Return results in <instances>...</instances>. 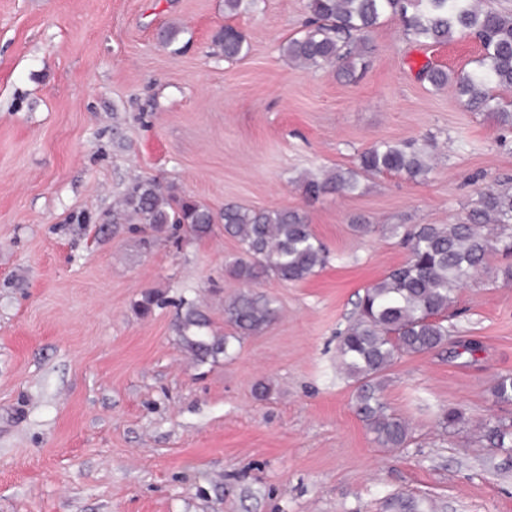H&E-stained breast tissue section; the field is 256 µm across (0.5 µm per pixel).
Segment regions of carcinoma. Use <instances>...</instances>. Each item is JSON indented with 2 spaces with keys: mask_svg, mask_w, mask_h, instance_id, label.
I'll use <instances>...</instances> for the list:
<instances>
[{
  "mask_svg": "<svg viewBox=\"0 0 512 512\" xmlns=\"http://www.w3.org/2000/svg\"><path fill=\"white\" fill-rule=\"evenodd\" d=\"M258 0H224L228 18L250 13ZM308 20L301 36L282 45L293 64L306 69H331L352 80L367 66L369 33L396 20L406 40L424 46L444 45L469 35L481 47L475 68L448 71L426 65L420 75L433 88L450 87L473 112H488L503 128H512V109L501 92L512 90V12L486 8L482 0H306ZM217 54L228 62L248 56L250 45L231 26L213 37ZM433 145L417 140L375 141L361 151L352 168L306 173L297 180L309 200L328 194L350 195L360 178L397 174L422 184L432 170ZM111 224H145L156 234L183 229L195 238L208 237L216 225L241 245V255L229 274L246 289L224 304L225 321L241 339L260 333L276 317L275 300L252 290L266 279L298 283L322 270L328 262L325 245L314 234L301 209L249 208L224 205L215 211L169 185L135 180L108 213ZM409 259L362 289L352 320L340 333V368L354 383V410L373 440L382 448H404L411 438L409 423L389 409L383 390L385 375L404 356L431 353L449 345L475 354L480 344L452 339L448 312L457 291L487 270L494 257L508 260L496 268L503 281H512V188L489 186L479 192L474 207L451 224H394ZM160 295L146 291L136 308L148 315ZM175 329L181 347L195 360L227 355L230 341L213 329L208 315L195 303L180 300ZM498 404L512 403V375L501 374L491 387ZM444 428L470 426L486 448L512 449V423L500 419L473 420L463 408L443 411ZM390 512H425L421 502L401 495L390 498Z\"/></svg>",
  "mask_w": 512,
  "mask_h": 512,
  "instance_id": "obj_1",
  "label": "carcinoma"
}]
</instances>
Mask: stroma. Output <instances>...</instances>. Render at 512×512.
<instances>
[{"label":"stroma","mask_w":512,"mask_h":512,"mask_svg":"<svg viewBox=\"0 0 512 512\" xmlns=\"http://www.w3.org/2000/svg\"><path fill=\"white\" fill-rule=\"evenodd\" d=\"M305 3L228 18L224 0H0V512H386L397 492L435 512H512V453L439 424L455 405L512 420L491 396L512 374V282L481 274L458 292L454 330L480 342L475 355L389 369L384 398L412 427L408 447L374 442L336 359L358 292L408 257L382 226L450 223L512 180V130L419 75L474 68L480 47L419 46L389 21L346 83L282 57ZM168 25L172 48L157 39ZM225 25L246 36L245 59L214 56ZM424 138L426 183L383 174L315 201L295 183L354 167L370 142ZM135 176L216 210H304L329 262L259 284L275 320L198 362L176 304L195 301L231 335L224 300L243 285L225 266L240 245L219 229L144 248L137 225L105 221ZM356 221L379 230L356 236ZM148 289L168 302L143 316Z\"/></svg>","instance_id":"obj_1"}]
</instances>
